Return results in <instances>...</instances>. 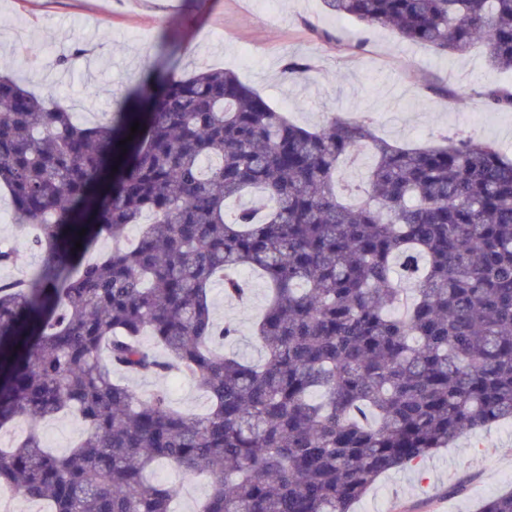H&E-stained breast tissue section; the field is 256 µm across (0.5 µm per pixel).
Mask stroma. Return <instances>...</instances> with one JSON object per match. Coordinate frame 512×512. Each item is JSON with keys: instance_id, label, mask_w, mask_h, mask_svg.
Listing matches in <instances>:
<instances>
[{"instance_id": "35a3bbf8", "label": "stroma", "mask_w": 512, "mask_h": 512, "mask_svg": "<svg viewBox=\"0 0 512 512\" xmlns=\"http://www.w3.org/2000/svg\"><path fill=\"white\" fill-rule=\"evenodd\" d=\"M340 42L321 39V31ZM363 50H354L358 40ZM95 45V55L77 44ZM0 67L47 101L70 106L76 121L111 118L151 66L177 76L207 68L234 71L280 111L303 126L332 115L370 117L379 135L427 144L442 130L476 132L512 157V110H487L483 94L512 86V74L491 68L475 50L464 58L437 57L389 29L362 30L329 14L322 0H0ZM67 58L58 70V58ZM306 59V77H286L285 60ZM268 291L253 277L248 300L227 299L214 285L218 322L236 324L234 348L258 359L253 324ZM41 432L54 454L69 453L85 432L81 420L59 415ZM156 478L180 488L175 512H198L210 493L203 476L164 466ZM464 484L462 493L452 488ZM512 489V423L466 435L424 461L381 476L353 512H477L486 499Z\"/></svg>"}]
</instances>
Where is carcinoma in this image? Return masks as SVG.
<instances>
[{
  "mask_svg": "<svg viewBox=\"0 0 512 512\" xmlns=\"http://www.w3.org/2000/svg\"><path fill=\"white\" fill-rule=\"evenodd\" d=\"M323 4L512 72V0ZM485 106L512 108V88ZM367 154L362 182L341 176ZM0 186L43 254L0 281V429L29 423L0 485L51 512H173L157 461L210 478L199 512H350L382 474L512 421V158L491 143L401 145L366 116L302 127L211 68L153 67L112 119L78 125L1 74ZM247 269L270 291L257 362L216 348L238 328L209 301L216 281L243 297ZM116 369L191 377L209 410ZM67 411L86 431L58 457L38 424ZM479 512H512V491Z\"/></svg>",
  "mask_w": 512,
  "mask_h": 512,
  "instance_id": "obj_1",
  "label": "carcinoma"
}]
</instances>
